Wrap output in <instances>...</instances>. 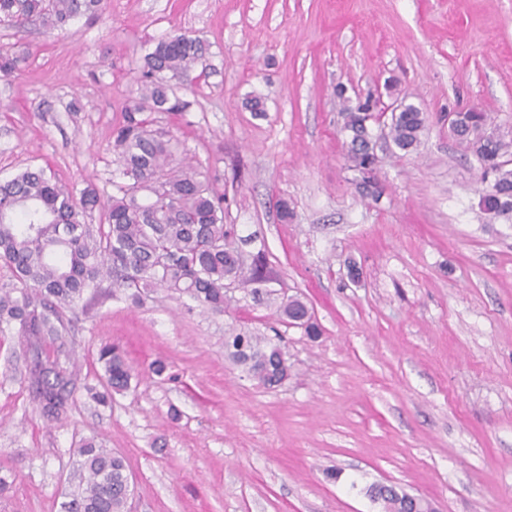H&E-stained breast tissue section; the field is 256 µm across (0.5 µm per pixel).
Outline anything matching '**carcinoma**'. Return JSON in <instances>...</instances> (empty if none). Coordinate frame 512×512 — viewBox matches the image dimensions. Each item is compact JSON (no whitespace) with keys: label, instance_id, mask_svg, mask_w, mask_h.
<instances>
[{"label":"carcinoma","instance_id":"1","mask_svg":"<svg viewBox=\"0 0 512 512\" xmlns=\"http://www.w3.org/2000/svg\"><path fill=\"white\" fill-rule=\"evenodd\" d=\"M102 0H0V24L40 23L63 30L80 17L95 18ZM200 40L185 33L159 39L144 56L137 95L124 106L123 119L112 131V153L123 181L115 193L103 196L87 187L80 193L48 176L42 168L27 169L0 180V261L14 274L21 288L0 295V333L16 331L36 353V397L49 414L61 411L68 400L72 372L63 345L57 344L63 326L61 311L73 308L84 295L108 278L130 291L138 303L157 288L188 296L203 307L223 313L229 292L249 289L256 302L272 295L267 284L273 272L256 256L246 269L240 261L234 225L224 223V193L218 191L198 166L178 156V143L156 127L154 114L176 115L190 103L174 95L171 81L187 79L204 60ZM372 94L347 104L341 130L348 141L349 169L362 184L373 183L368 196L377 200L382 189L375 182L378 157L372 125L382 114L373 112ZM487 114L457 112L449 123L465 150L480 164V199L483 211L494 218L512 219V136L486 132ZM427 126L425 113L406 104L391 113L385 134L399 150L410 152L420 143ZM100 212L104 222L91 224ZM278 315L285 322L319 335L314 314L298 297L280 302ZM229 356L247 367L265 386L288 378L284 347L264 336L234 330L225 338ZM108 391L102 403L128 388L132 369L119 350L99 351ZM86 472L85 486L71 500L69 512H124L127 479L123 459L86 440L79 449ZM372 500L382 512H405V497L378 491Z\"/></svg>","mask_w":512,"mask_h":512}]
</instances>
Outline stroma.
Returning <instances> with one entry per match:
<instances>
[{"label":"stroma","instance_id":"stroma-1","mask_svg":"<svg viewBox=\"0 0 512 512\" xmlns=\"http://www.w3.org/2000/svg\"><path fill=\"white\" fill-rule=\"evenodd\" d=\"M175 30L207 53L174 87L188 111L159 125L321 334L241 289L219 314L162 288L134 306L106 283L65 314L75 375L54 416L19 337L0 334V512H63L91 438L125 460L126 512H381L373 483L438 512H512V222L481 210L479 163L448 129L471 107L512 129V0H104L66 32L0 26V48L26 54L0 75V179L42 167L111 195L112 128ZM370 91L428 117L417 151L378 144L377 200L340 131L344 98ZM240 327L278 328L285 382L225 356ZM104 345L136 373L105 406ZM278 315L285 322L304 328L307 336H318L319 327L307 304L298 297H288L277 307Z\"/></svg>","mask_w":512,"mask_h":512}]
</instances>
